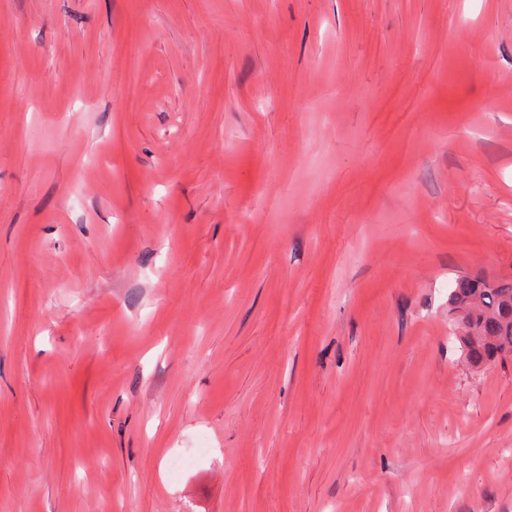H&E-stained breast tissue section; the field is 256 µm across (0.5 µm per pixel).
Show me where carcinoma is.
<instances>
[{
  "mask_svg": "<svg viewBox=\"0 0 512 512\" xmlns=\"http://www.w3.org/2000/svg\"><path fill=\"white\" fill-rule=\"evenodd\" d=\"M449 304L470 364L488 367L497 357L512 354V281L459 277Z\"/></svg>",
  "mask_w": 512,
  "mask_h": 512,
  "instance_id": "carcinoma-1",
  "label": "carcinoma"
}]
</instances>
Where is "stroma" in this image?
<instances>
[{
    "instance_id": "stroma-1",
    "label": "stroma",
    "mask_w": 512,
    "mask_h": 512,
    "mask_svg": "<svg viewBox=\"0 0 512 512\" xmlns=\"http://www.w3.org/2000/svg\"><path fill=\"white\" fill-rule=\"evenodd\" d=\"M460 275L512 0H0V512H512Z\"/></svg>"
}]
</instances>
